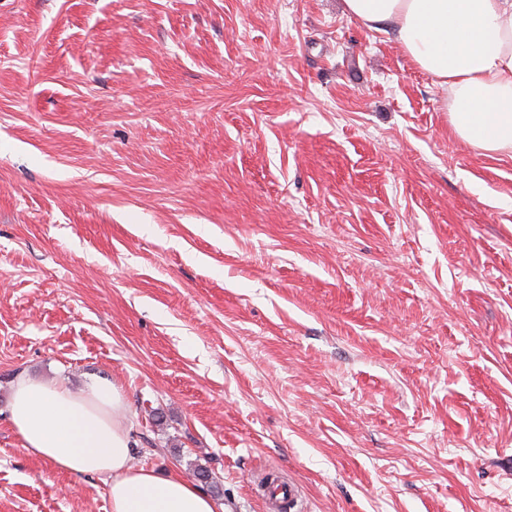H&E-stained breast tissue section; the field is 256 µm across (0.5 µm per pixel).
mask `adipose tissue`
Returning <instances> with one entry per match:
<instances>
[{"label": "adipose tissue", "mask_w": 512, "mask_h": 512, "mask_svg": "<svg viewBox=\"0 0 512 512\" xmlns=\"http://www.w3.org/2000/svg\"><path fill=\"white\" fill-rule=\"evenodd\" d=\"M344 12L402 47L449 92L454 134L488 155L512 152V0H343ZM124 391L97 377L75 389L15 382L10 422L20 444L54 468L96 476L111 512H219L180 473L132 464Z\"/></svg>", "instance_id": "1"}]
</instances>
